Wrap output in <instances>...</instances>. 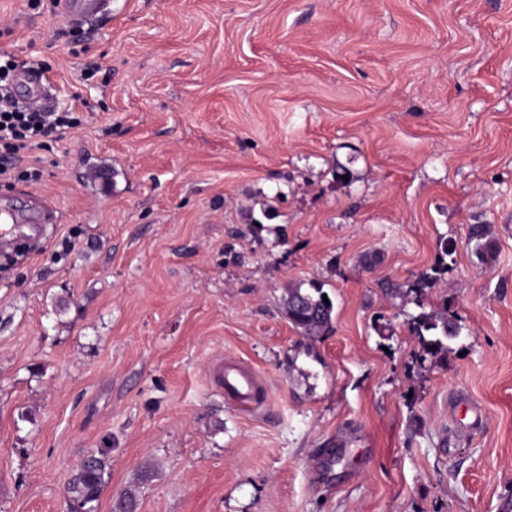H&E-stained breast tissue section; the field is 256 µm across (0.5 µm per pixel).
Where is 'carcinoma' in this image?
I'll use <instances>...</instances> for the list:
<instances>
[{
	"instance_id": "carcinoma-1",
	"label": "carcinoma",
	"mask_w": 512,
	"mask_h": 512,
	"mask_svg": "<svg viewBox=\"0 0 512 512\" xmlns=\"http://www.w3.org/2000/svg\"><path fill=\"white\" fill-rule=\"evenodd\" d=\"M469 239L476 242L479 259L483 260L493 252L490 225H471ZM439 282L440 270L436 269L432 273H422L406 290L392 283L386 284L392 296L419 308V312L411 316L410 326L418 338V357L422 363L448 359V343L459 339L465 329L446 303L437 310H425L428 293ZM323 294L324 283L313 280L290 282L285 288L283 310L286 318L300 335L311 340L321 338L333 328L334 304H325ZM110 466L109 449L100 448L88 454L72 471L66 483L69 512H96Z\"/></svg>"
}]
</instances>
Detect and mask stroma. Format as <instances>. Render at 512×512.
<instances>
[{
    "label": "stroma",
    "mask_w": 512,
    "mask_h": 512,
    "mask_svg": "<svg viewBox=\"0 0 512 512\" xmlns=\"http://www.w3.org/2000/svg\"><path fill=\"white\" fill-rule=\"evenodd\" d=\"M111 9L76 45L0 0V51L45 61L57 108L85 103L21 159L41 183L0 187V208L54 211L0 266V512H67L98 448L96 512L130 490L137 512H512V0ZM447 246L428 305L469 333L422 367L415 307L382 284ZM290 280L323 282L328 335L288 323ZM220 359L262 404L215 387ZM469 239L476 241V256L484 261L488 254H492L494 249V240L491 235L489 224H474L469 230ZM111 466L109 449L91 452L72 471L66 483L70 512H95Z\"/></svg>",
    "instance_id": "stroma-1"
}]
</instances>
